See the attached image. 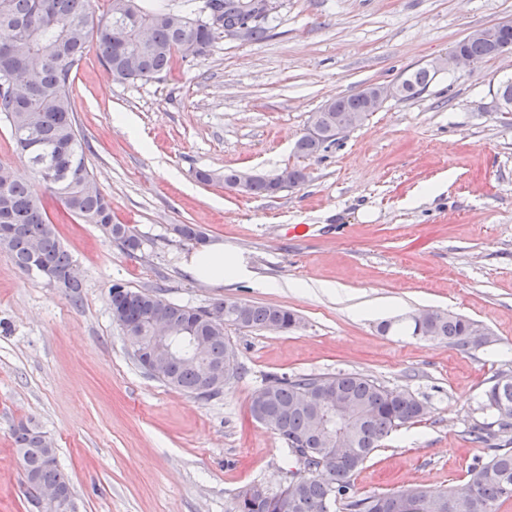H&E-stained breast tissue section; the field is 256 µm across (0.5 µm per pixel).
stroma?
<instances>
[{"mask_svg": "<svg viewBox=\"0 0 512 512\" xmlns=\"http://www.w3.org/2000/svg\"><path fill=\"white\" fill-rule=\"evenodd\" d=\"M508 19L512 0H282L271 38L217 35L207 56L150 82L109 78L89 50L72 86L88 166L113 223L143 245L126 252L51 205L83 285L77 303L0 251V512H31L12 438L22 422L53 441L76 512H231L252 484L279 491L295 463L250 414L272 376L359 373L424 403L355 473L358 496L466 483L507 440L470 432L494 421L484 393L512 372V112L496 96L512 52L388 99L319 155L295 144L329 100L400 81ZM120 112L133 131L115 125ZM287 166L307 179L272 197L222 179L228 168ZM182 224L239 258L246 276L194 278L184 260L197 245ZM117 280L194 307L280 306L299 323L225 327L240 373L199 398L139 365L112 320ZM421 309L470 318L494 341L462 349L403 334L398 319Z\"/></svg>", "mask_w": 512, "mask_h": 512, "instance_id": "35a3bbf8", "label": "stroma"}]
</instances>
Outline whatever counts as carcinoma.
<instances>
[{
  "mask_svg": "<svg viewBox=\"0 0 512 512\" xmlns=\"http://www.w3.org/2000/svg\"><path fill=\"white\" fill-rule=\"evenodd\" d=\"M247 0H203V7L190 12L144 11L137 0H109L108 10L98 15L91 0H0V120L9 128L20 156L31 168L35 183H21L14 178L11 165L0 161V224L10 226L6 237L0 236V250L6 252L16 269L28 276L40 275L49 267L63 278L61 287L73 302L80 301L79 282L67 280L72 266L70 254L63 248L55 224L44 201L48 192L66 213L87 224L106 229L107 237L124 250L141 248V239L125 224L112 223L111 202L97 188L87 162L85 137L79 129L72 107V85L90 45L112 77L120 82L149 81L166 76L177 59L197 60L213 46L216 28L209 25L204 8H209L224 28L247 25L250 40L266 38L271 21L260 19L244 8ZM466 52L493 58L512 51V32L497 33L494 38L475 39ZM139 51L141 66L125 67L122 55ZM437 70L419 67L409 72L395 96L412 99L419 96L433 80ZM364 94L335 99L311 113L309 128L296 144L299 153L313 156L336 143V113L364 111ZM305 180L300 169L288 170V181L281 175L258 174L247 180L242 173L224 170V186L254 196H273L298 181ZM112 319L123 333L144 334L149 319L163 313L167 321L211 337L207 362L224 365L230 348L224 330L209 326L203 316L206 309L179 305L150 291L133 290L116 282L109 288ZM224 308V323L241 328L260 329L276 324L281 331L296 327L298 318L286 308L218 301ZM471 320L446 313L436 315L430 324L419 327L410 322L411 335L441 339L458 348L469 346ZM203 370L181 361H172L155 378L164 384L201 398H210L221 386L203 393ZM318 383L336 388L344 398L367 413V419L355 427L352 446L345 456H332L325 437L314 428L311 414L300 407L302 396ZM264 399L263 409L278 417L282 430L278 436L287 448H306L303 469L306 476L290 481L279 493L256 499L244 490L233 512H421L424 502L437 504L450 497L460 502L458 512H494L501 500L512 498V448H497L486 461L470 470L469 480L439 494L417 488L383 495L358 497L353 492L352 477L380 441L393 429L419 418L422 402L404 390H391L357 373L304 375L293 378L272 377L258 390L252 401ZM487 406L497 415V429L482 426L471 431L473 440L488 438L512 429V374L502 372L486 392ZM15 451L24 457V476L29 502L44 484L71 490L67 475L54 466L43 465L48 449L47 435L29 423L13 428Z\"/></svg>",
  "mask_w": 512,
  "mask_h": 512,
  "instance_id": "obj_1",
  "label": "carcinoma"
}]
</instances>
